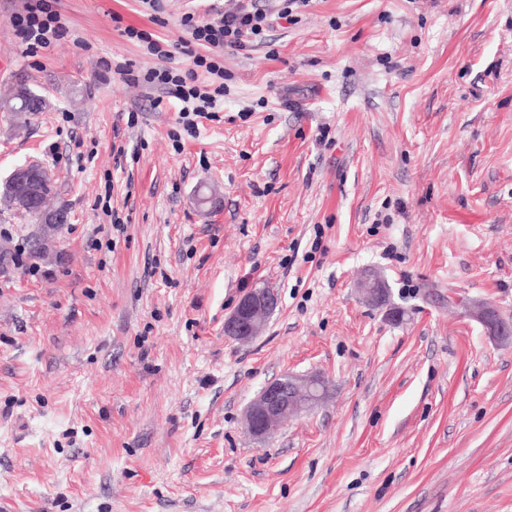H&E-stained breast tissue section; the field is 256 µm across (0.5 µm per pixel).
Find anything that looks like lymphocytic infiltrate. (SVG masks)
Here are the masks:
<instances>
[{
    "label": "lymphocytic infiltrate",
    "mask_w": 512,
    "mask_h": 512,
    "mask_svg": "<svg viewBox=\"0 0 512 512\" xmlns=\"http://www.w3.org/2000/svg\"><path fill=\"white\" fill-rule=\"evenodd\" d=\"M310 0H282L278 11L257 8L254 0H240L235 9L216 11L209 17L187 13L182 24L201 50L191 53L188 67L172 66V51L166 50L151 34L128 27L127 38L142 43L146 51L161 58V66L135 72L131 64L117 66L125 80L160 89L177 99L178 123L190 136H197L203 120L213 119L224 102L225 51H242L262 40L274 18L293 21L295 10L308 6ZM14 35L27 58H34L65 39L69 30L51 0H25L22 10L9 18Z\"/></svg>",
    "instance_id": "obj_1"
}]
</instances>
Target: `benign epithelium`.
Instances as JSON below:
<instances>
[{
    "label": "benign epithelium",
    "instance_id": "obj_1",
    "mask_svg": "<svg viewBox=\"0 0 512 512\" xmlns=\"http://www.w3.org/2000/svg\"><path fill=\"white\" fill-rule=\"evenodd\" d=\"M15 188L25 195L42 224L61 225L70 221L69 215L48 211L39 204L37 183L39 176L28 163L16 166L8 176ZM365 300L371 304L384 303L389 295L386 281L370 272L361 285ZM278 295L267 288H256L245 294L233 312L224 319V335L240 343L258 338L269 316L278 307ZM466 314L477 319L495 341L512 339V327L487 304L473 301ZM324 379L318 375L299 377L285 374L266 383L245 410V424L249 434L258 442L265 441L274 427L290 415L313 410L322 400Z\"/></svg>",
    "mask_w": 512,
    "mask_h": 512
}]
</instances>
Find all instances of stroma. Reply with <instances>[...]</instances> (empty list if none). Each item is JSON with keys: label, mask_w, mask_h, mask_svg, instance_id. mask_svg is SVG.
<instances>
[{"label": "stroma", "mask_w": 512, "mask_h": 512, "mask_svg": "<svg viewBox=\"0 0 512 512\" xmlns=\"http://www.w3.org/2000/svg\"><path fill=\"white\" fill-rule=\"evenodd\" d=\"M22 6L0 0V98L53 107L0 111V180L43 162L72 218L0 208L27 262L0 271V512H512V342L462 309L512 318V0H312L225 52L179 150L175 99L98 62L158 66L126 27L173 45L225 0H58L72 35L36 58ZM263 287L265 331L227 338ZM307 371L327 398L255 443L249 400ZM386 285L383 278L369 272L361 285L365 300L375 305L383 304L389 295V288H386ZM278 303V295L269 288H256L245 294L233 312L224 319L225 336L240 343L255 340L261 335Z\"/></svg>", "instance_id": "35a3bbf8"}]
</instances>
